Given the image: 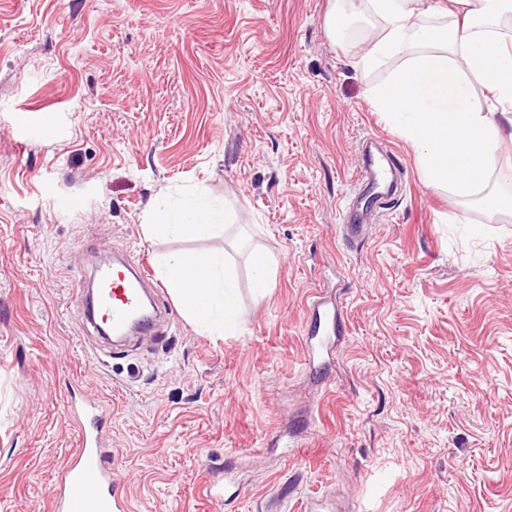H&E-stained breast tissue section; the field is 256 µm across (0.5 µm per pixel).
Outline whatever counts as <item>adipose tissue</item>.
I'll return each instance as SVG.
<instances>
[{
	"label": "adipose tissue",
	"mask_w": 512,
	"mask_h": 512,
	"mask_svg": "<svg viewBox=\"0 0 512 512\" xmlns=\"http://www.w3.org/2000/svg\"><path fill=\"white\" fill-rule=\"evenodd\" d=\"M465 6L462 21L442 27L420 24L417 10L436 13L438 0H363L383 22L382 33L360 57L363 70L410 51L405 66L368 94L398 133L418 151L428 185L467 199L482 198L491 211L512 210V196L489 191L492 158L512 118V46L494 30L512 0H455ZM480 81L486 96L472 92ZM222 210L205 194L190 204L157 208L143 226L147 238L221 234ZM157 275L182 314L206 331L223 334L235 310L234 267L218 253H171L161 257Z\"/></svg>",
	"instance_id": "obj_1"
}]
</instances>
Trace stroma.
<instances>
[{"label": "stroma", "instance_id": "1", "mask_svg": "<svg viewBox=\"0 0 512 512\" xmlns=\"http://www.w3.org/2000/svg\"><path fill=\"white\" fill-rule=\"evenodd\" d=\"M381 29L347 0H0V512H50L79 385L112 410L128 512H512V211L426 185L368 94L403 54L358 64ZM366 136L406 188L353 242ZM201 190L226 233L145 239ZM121 250L225 253L235 327L179 314L114 352L75 285ZM318 292L343 313L331 365L305 351ZM252 281L256 290L263 292L269 287L273 270L272 258L262 252H255L251 259Z\"/></svg>", "mask_w": 512, "mask_h": 512}]
</instances>
